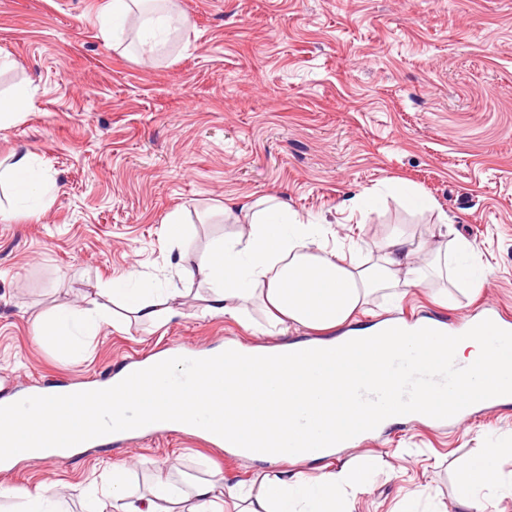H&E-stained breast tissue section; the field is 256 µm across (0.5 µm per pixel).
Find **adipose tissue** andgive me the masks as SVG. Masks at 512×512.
Returning a JSON list of instances; mask_svg holds the SVG:
<instances>
[{
  "instance_id": "1",
  "label": "adipose tissue",
  "mask_w": 512,
  "mask_h": 512,
  "mask_svg": "<svg viewBox=\"0 0 512 512\" xmlns=\"http://www.w3.org/2000/svg\"><path fill=\"white\" fill-rule=\"evenodd\" d=\"M163 2V10L139 16V44L152 53L162 51L171 32L189 25L174 0ZM8 180L13 208L31 214L55 191L29 153L15 155ZM219 211L234 223L248 225V232L225 239L208 258L186 261L180 268L184 278L206 285L203 309L212 315L239 320L247 304L260 301L271 327L297 325L327 332L352 320L374 294L406 293L430 274L467 294L486 283V273L475 268L479 255L460 236L435 245L397 232L377 246L375 261L368 263L319 246L312 224L300 220L279 196L248 205L228 201ZM112 294L143 321L163 323L176 314L171 294L155 288H116ZM109 321L105 309L91 301L81 308H54L36 319L34 332L79 356ZM367 484L365 468L346 462L313 480L284 471L262 481L254 492L220 478L196 481L185 490L160 476L145 495L127 484L123 467L112 469L117 512H174V505L181 503L185 512H337V505L364 494ZM0 499L17 500L15 512H69L62 495L42 488L20 491L0 485Z\"/></svg>"
}]
</instances>
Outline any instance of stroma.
<instances>
[{
    "instance_id": "stroma-1",
    "label": "stroma",
    "mask_w": 512,
    "mask_h": 512,
    "mask_svg": "<svg viewBox=\"0 0 512 512\" xmlns=\"http://www.w3.org/2000/svg\"><path fill=\"white\" fill-rule=\"evenodd\" d=\"M105 0H0V96L25 88L24 117L0 128V162L31 152L55 181L34 216L0 222V377L15 388L103 379L178 340L196 348L326 343L330 334L252 329L203 312L202 285L182 278L180 253L199 259L243 232L213 206L283 196L322 242L361 259L401 231L433 239L441 220L470 240L490 269L482 293L454 292L448 307L425 281L401 301L374 296L348 331L391 317L456 327L498 307L512 317V0H179L189 27L149 58L100 31ZM404 181L434 202L419 211L387 189ZM380 190L367 211L347 198ZM181 211L188 234L170 241L163 220ZM183 293L179 316L148 324L116 312L80 359L38 340L34 319L57 306H111L113 281ZM498 449L495 483L471 488L468 465ZM370 465L352 512H459L475 494L512 512V407L438 428L400 423L298 469L318 476L338 459ZM183 484L222 477L244 488L275 475L173 432L86 449L66 460L23 461L0 484L60 492L70 512H112L84 490L128 467L148 492L158 464Z\"/></svg>"
}]
</instances>
